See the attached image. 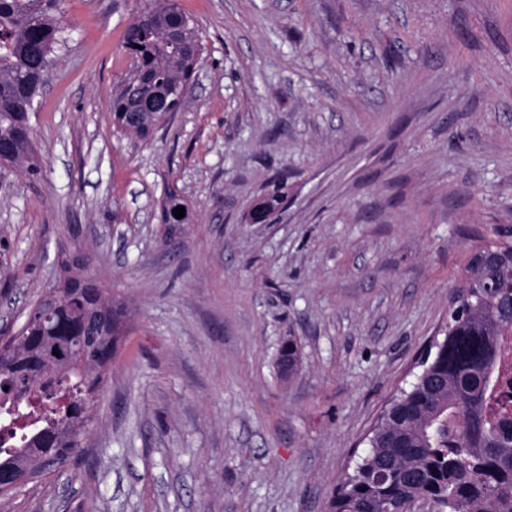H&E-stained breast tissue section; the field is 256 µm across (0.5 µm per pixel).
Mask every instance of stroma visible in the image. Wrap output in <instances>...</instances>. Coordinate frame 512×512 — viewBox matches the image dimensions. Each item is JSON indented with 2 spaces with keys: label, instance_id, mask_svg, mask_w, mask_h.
Listing matches in <instances>:
<instances>
[{
  "label": "stroma",
  "instance_id": "stroma-1",
  "mask_svg": "<svg viewBox=\"0 0 512 512\" xmlns=\"http://www.w3.org/2000/svg\"><path fill=\"white\" fill-rule=\"evenodd\" d=\"M178 3L203 52L167 127L112 128L150 0H61L41 173L0 170V309L23 324L76 251L126 324L73 461L0 512H327L512 222V0ZM172 185L190 223L158 221Z\"/></svg>",
  "mask_w": 512,
  "mask_h": 512
}]
</instances>
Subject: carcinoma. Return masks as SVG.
<instances>
[{
    "label": "carcinoma",
    "instance_id": "1",
    "mask_svg": "<svg viewBox=\"0 0 512 512\" xmlns=\"http://www.w3.org/2000/svg\"><path fill=\"white\" fill-rule=\"evenodd\" d=\"M58 0H0V143L3 164L35 177L29 111L65 37L56 18ZM201 46L194 20L175 0H158L126 27L125 52L152 74L147 85L112 99L115 132L125 128L134 95L168 93L186 79L187 62ZM283 187L257 200L269 217L281 204ZM184 198H164L159 220L179 222L173 209ZM448 311L444 338L437 342L419 379L398 393L367 438L366 453L342 479L332 512H398L403 503L431 496L440 509L512 512V384L500 373L504 346L512 341V246L490 240L475 249ZM74 262L61 261L56 308L46 317L29 312L14 340L9 362L0 365V419L15 403L27 413L22 429L0 424V466L22 464L40 476L35 456L43 452L70 461L85 435L91 397L89 380L101 383L100 356L115 355L122 310L98 295L90 301L76 287ZM112 319L110 344L100 355L82 350L91 313Z\"/></svg>",
    "mask_w": 512,
    "mask_h": 512
}]
</instances>
